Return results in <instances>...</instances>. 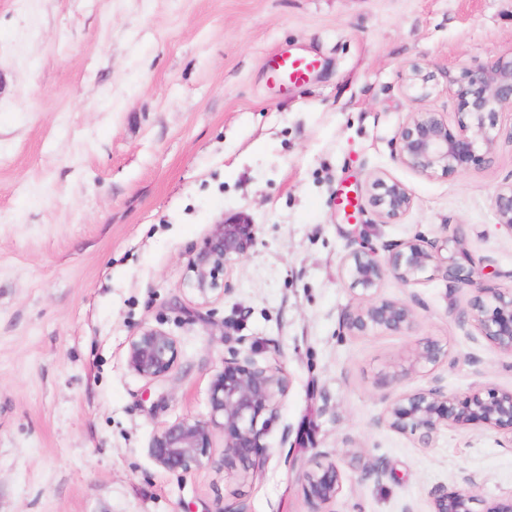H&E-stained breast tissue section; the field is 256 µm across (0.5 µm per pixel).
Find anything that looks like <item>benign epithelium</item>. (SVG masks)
<instances>
[{
	"label": "benign epithelium",
	"instance_id": "1",
	"mask_svg": "<svg viewBox=\"0 0 512 512\" xmlns=\"http://www.w3.org/2000/svg\"><path fill=\"white\" fill-rule=\"evenodd\" d=\"M448 89L456 100L455 119L431 110L412 112L398 135L400 162L424 176L453 177L492 162L502 136L512 141V129L498 127V114L512 108V55L499 56L485 66L448 75ZM407 86L421 97L433 90L427 68L413 64L405 74ZM370 203L383 223L401 219L412 206V196L401 182L376 176ZM492 204L499 224L512 229V184L496 191ZM254 241L253 225L230 217L212 225L204 244L188 258L187 286L205 306L229 292L219 278L229 263L244 256ZM447 254H442V251ZM346 270L360 303L346 310L343 327L352 335L375 330L403 331L414 321L412 307L402 301L375 296L386 274L405 285L417 284L429 272L451 283L474 288L461 318L474 324L479 335L512 354V290L479 286L478 267L465 247L451 237L444 244L427 246L410 241L382 261L372 252L353 250ZM444 351L435 342L424 343L415 364L437 365ZM178 357V341L167 332L139 327L129 337L127 365L137 376L154 381L166 376ZM290 380L282 369L260 366L248 353L229 351L223 369L213 376L209 412L200 418H182L162 427L148 453L157 465L173 473H187L210 459L212 439L224 433V464L241 469L245 478L262 473L265 436L269 423L287 395ZM384 421L393 430L414 437L429 447L448 426L483 424L512 436V390L478 388L460 398L440 386L399 395L386 409ZM301 480L311 512L333 502L341 473L334 461L301 469ZM473 495L461 489L434 493L435 512H472Z\"/></svg>",
	"mask_w": 512,
	"mask_h": 512
}]
</instances>
